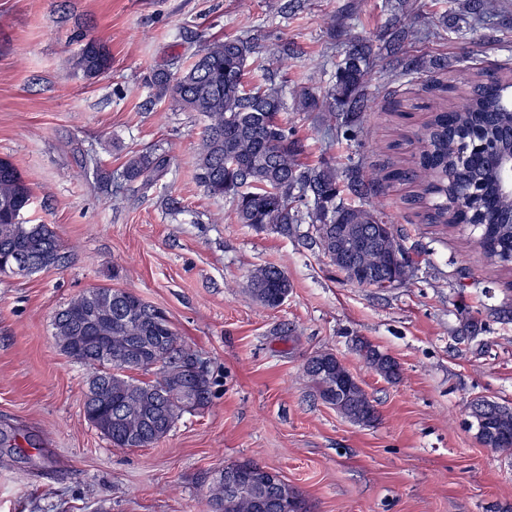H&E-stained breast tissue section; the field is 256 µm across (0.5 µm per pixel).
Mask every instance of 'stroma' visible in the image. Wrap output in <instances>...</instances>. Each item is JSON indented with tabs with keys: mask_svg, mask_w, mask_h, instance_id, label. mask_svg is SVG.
<instances>
[{
	"mask_svg": "<svg viewBox=\"0 0 512 512\" xmlns=\"http://www.w3.org/2000/svg\"><path fill=\"white\" fill-rule=\"evenodd\" d=\"M404 3L435 30L405 53L446 59L447 72L387 80L381 34ZM224 36L255 39L268 76L305 87L314 74L324 89L349 40L371 43L372 110L355 140L327 135L316 113L285 114L310 161L340 167H414L437 85L455 103L477 70L512 76V0H484L478 24L465 0H0V157L33 191L24 221L49 225L68 257L0 276V431L17 442L0 450V512H213L210 488L242 460L281 474L311 512H512V456L478 442L468 409L478 396L512 406V318L498 315L512 308V271L485 258L472 228L421 223L403 182L376 201L418 269L383 291L343 281L308 225L285 237L238 223L231 200L196 180L202 117L147 82ZM91 38L112 55L93 78L75 67ZM157 148L167 174L145 190L126 181L127 160ZM268 265L292 285L275 309L248 292L250 271ZM103 285L162 309L212 381L208 406L149 448L112 447L87 422L90 371L54 336V313ZM468 315L483 328L461 344ZM359 337L400 363L397 382L365 365ZM323 350L373 397L374 424L320 401L303 366Z\"/></svg>",
	"mask_w": 512,
	"mask_h": 512,
	"instance_id": "1",
	"label": "stroma"
}]
</instances>
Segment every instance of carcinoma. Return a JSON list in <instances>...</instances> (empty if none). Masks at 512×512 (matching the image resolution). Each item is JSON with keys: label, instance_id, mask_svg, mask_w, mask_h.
Segmentation results:
<instances>
[{"label": "carcinoma", "instance_id": "carcinoma-1", "mask_svg": "<svg viewBox=\"0 0 512 512\" xmlns=\"http://www.w3.org/2000/svg\"><path fill=\"white\" fill-rule=\"evenodd\" d=\"M429 35L430 30L416 21H404L389 33V43ZM370 52L368 43L351 42L336 83L321 95L308 87L293 89V110L319 112L327 132L354 139L356 128L370 109ZM256 54V45L249 39H215L180 75L163 70L150 79L157 99H168L183 111L203 116L197 180L209 196L232 199L239 223L282 236L290 235L296 224H309L314 244L345 281H350L349 267L360 264L372 272L370 288L382 287L384 275L390 273L402 284L411 277L414 262L399 242L395 225L382 206L347 204L344 196L366 199L388 181L409 182L417 187L411 204L420 208L422 222L472 224L481 229L477 244L486 258L500 267H512V191L487 206L483 198L487 176L464 160L477 140L507 141L512 129V80L495 72H481L460 103L425 106L433 116L415 133L420 147L417 166L369 173L358 164L340 169L331 162L311 164L305 160L304 145L281 119L288 111L284 85L272 78L254 84L246 80ZM111 61L105 44L89 40L75 65L92 78L107 70ZM433 64L422 56H406L396 61L387 78L397 81L410 72H424ZM169 162L165 153L135 155L124 178L149 185L166 173ZM444 190L451 196L469 193L473 205L467 210L455 207L444 198ZM32 200V190L19 169L9 158L0 157L1 276L13 274L11 265L21 258L34 259L37 271L66 264L67 256L51 228L22 220ZM290 288L288 276L274 266L257 267L248 276V291L263 308L277 307ZM109 300L112 321L102 326L112 337L109 355L70 350L66 339L86 323L87 308ZM52 324L60 351L92 370L84 402L101 391L112 397L114 414H107L103 406L92 414L85 413V418L113 447H152L168 435L183 412L202 409L209 403L208 378L197 393L194 407L173 394L172 388L189 377L194 354L181 342L165 313L133 292L108 285L91 288L56 311ZM355 350L384 380L400 379V364L371 342L358 338ZM314 359L317 366L304 369V374L316 393L349 422L373 424L377 420L374 400L343 361L330 351L317 352ZM158 360L164 361L160 373L169 387L166 398L158 392L159 380L136 377L139 372L152 370ZM469 416L481 445L512 455V406L477 397L469 403ZM225 470L229 483H224L226 477L221 475L210 490L216 512H279L267 507V501L278 492L259 464L239 461Z\"/></svg>", "mask_w": 512, "mask_h": 512}]
</instances>
